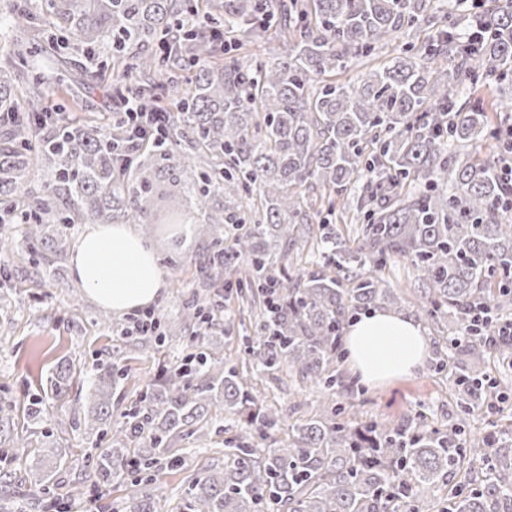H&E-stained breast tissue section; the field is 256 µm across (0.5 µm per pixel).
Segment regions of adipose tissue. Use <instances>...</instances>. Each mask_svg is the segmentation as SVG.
<instances>
[{
	"instance_id": "obj_1",
	"label": "adipose tissue",
	"mask_w": 512,
	"mask_h": 512,
	"mask_svg": "<svg viewBox=\"0 0 512 512\" xmlns=\"http://www.w3.org/2000/svg\"><path fill=\"white\" fill-rule=\"evenodd\" d=\"M71 275L93 301L119 313L155 304L167 283L144 240L124 224H90L71 259ZM350 364L368 386L413 375L429 346L420 327L393 311L361 317L346 332Z\"/></svg>"
}]
</instances>
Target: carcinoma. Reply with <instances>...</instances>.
<instances>
[{
  "instance_id": "obj_1",
  "label": "carcinoma",
  "mask_w": 512,
  "mask_h": 512,
  "mask_svg": "<svg viewBox=\"0 0 512 512\" xmlns=\"http://www.w3.org/2000/svg\"><path fill=\"white\" fill-rule=\"evenodd\" d=\"M433 0H234L207 6L208 24L235 41L271 19L285 40L278 56L244 62L221 57V40L191 29L194 0H38L10 13L13 49L0 61V112L24 116L0 136V290L13 288L15 244L34 268L66 253L75 224H194L210 249L197 263L206 278L236 285L258 306L243 336L256 374L284 371L321 393L318 412L278 431L284 413L252 393L249 375L205 343L184 363L151 379L140 407L107 426L117 370L102 369L85 396L87 434L109 437L94 481L119 483L120 512H159L162 467L179 459L172 442L224 434V469L201 467L171 512H512V435L462 437L453 425L431 428L358 422L361 404L337 370L343 323L372 307L406 300L380 276L410 261L421 281L416 311L449 318L448 351L466 360L454 372L469 412L486 402L483 329L477 313L512 311V223L501 164L490 155L462 161L456 146L497 140L484 107L468 93L480 84L512 86V0H485L461 23L451 12L424 43L406 42L383 65L345 83L349 70L434 20ZM72 35L87 57L112 49L118 70L111 95L131 91L144 104L168 92L165 143H143L136 165L120 167L119 122L62 116L49 133L39 43L32 25ZM181 30L183 49L146 52L158 36ZM481 30L474 38L471 33ZM198 67L184 81L181 71ZM33 179H28L29 174ZM353 212L345 235L314 226L311 209ZM315 269L293 273L294 254ZM224 311L214 297L185 306L186 319L209 329ZM77 373L56 367L46 391L58 401ZM347 393L336 404V391ZM44 398L0 407V463L31 457L25 481L42 507L64 509L86 484L55 493L54 473L68 464L43 429ZM219 412H212L213 408ZM464 473L449 485L448 476Z\"/></svg>"
}]
</instances>
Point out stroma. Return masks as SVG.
<instances>
[{
	"mask_svg": "<svg viewBox=\"0 0 512 512\" xmlns=\"http://www.w3.org/2000/svg\"><path fill=\"white\" fill-rule=\"evenodd\" d=\"M49 106L66 107L70 116L84 119L91 115L108 116L112 102L104 83L89 84L79 92L58 86L48 100ZM167 281L164 297L155 305L161 317H180L186 302L199 291L203 274L195 261L205 251L208 240L197 234L156 233L148 238ZM70 258L54 268L40 270L35 281L17 279L9 295L0 298V406H19L25 402L40 380L58 363L76 365L83 378L99 369L118 366L120 386L112 397V417L134 406L146 381L161 367L181 364L190 352L195 334L185 327L178 335L156 342L150 335L117 336L104 332L97 319L103 310L77 284L70 271ZM224 301V314L210 330V340L224 358L237 365L248 363L241 326L242 306L235 290L216 284ZM429 343V356L415 376L396 379L364 391L360 419L409 424L425 417L435 427L462 422L466 433L490 431L494 424L512 427V385L505 390L509 400L502 410L481 406L471 415H462L459 392L451 380L452 366H440L438 354L445 347L450 331L447 322L422 324ZM253 391L264 401L285 413L288 421L311 416L316 410L314 396L299 380L278 375L254 376ZM46 422L54 430L62 447L68 448L73 468L56 472L61 484L74 482L79 470L95 459L101 443L86 434L78 423L80 401L70 394L65 403L47 401ZM183 459L181 467L162 470L158 485L168 502H176L185 488L187 476L204 465L224 464V439L220 436L186 437L178 443Z\"/></svg>",
	"mask_w": 512,
	"mask_h": 512,
	"instance_id": "1",
	"label": "stroma"
}]
</instances>
